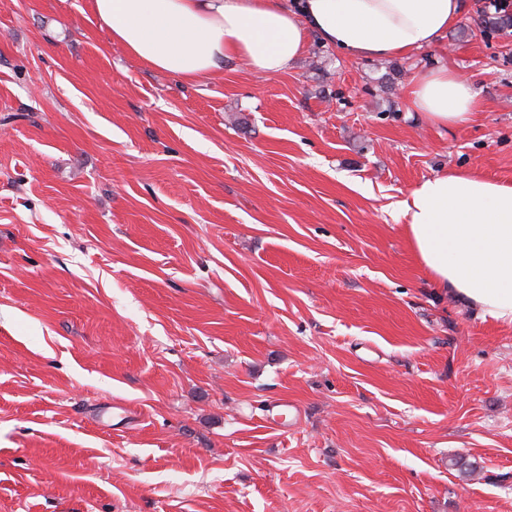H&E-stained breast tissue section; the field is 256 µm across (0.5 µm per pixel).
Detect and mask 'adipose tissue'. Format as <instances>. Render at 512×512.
Wrapping results in <instances>:
<instances>
[{
  "label": "adipose tissue",
  "mask_w": 512,
  "mask_h": 512,
  "mask_svg": "<svg viewBox=\"0 0 512 512\" xmlns=\"http://www.w3.org/2000/svg\"><path fill=\"white\" fill-rule=\"evenodd\" d=\"M113 44L150 69L204 83L240 60L273 77L304 55L310 35L344 55L392 58L435 46L461 0H90ZM426 125L462 127L479 107L471 83L440 67L409 86ZM397 220L436 287L512 324V184L438 174L400 202Z\"/></svg>",
  "instance_id": "1"
}]
</instances>
